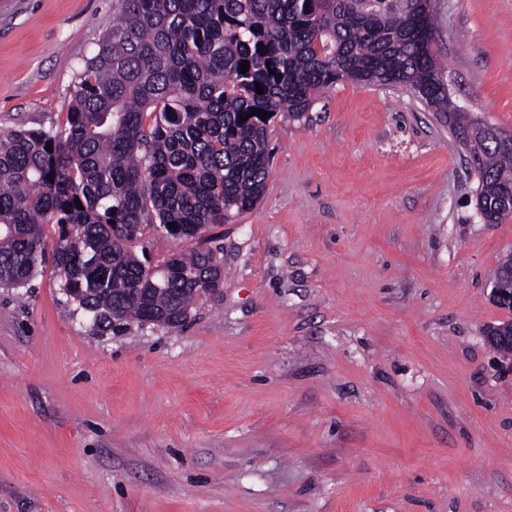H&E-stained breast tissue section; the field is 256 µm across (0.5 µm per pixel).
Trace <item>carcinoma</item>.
I'll list each match as a JSON object with an SVG mask.
<instances>
[{
    "label": "carcinoma",
    "mask_w": 512,
    "mask_h": 512,
    "mask_svg": "<svg viewBox=\"0 0 512 512\" xmlns=\"http://www.w3.org/2000/svg\"><path fill=\"white\" fill-rule=\"evenodd\" d=\"M424 2L112 0V29L78 75L65 121L0 130V287L39 274L51 224L62 288L80 291L94 324L142 320L137 288L186 321L197 289L224 278L223 257L190 245L151 267L132 249L142 226L190 243L253 209L271 171L272 119H300L344 81L408 83L457 141L472 133L477 190L502 222L512 131L480 133L448 95Z\"/></svg>",
    "instance_id": "obj_1"
}]
</instances>
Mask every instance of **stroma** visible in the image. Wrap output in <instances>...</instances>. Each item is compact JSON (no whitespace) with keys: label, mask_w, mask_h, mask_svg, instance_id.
<instances>
[{"label":"stroma","mask_w":512,"mask_h":512,"mask_svg":"<svg viewBox=\"0 0 512 512\" xmlns=\"http://www.w3.org/2000/svg\"><path fill=\"white\" fill-rule=\"evenodd\" d=\"M449 94L512 129V0H432ZM112 0H0V130L62 122ZM224 286L111 331L51 265L0 288V512H512V319L467 152L410 86L271 122Z\"/></svg>","instance_id":"stroma-1"}]
</instances>
